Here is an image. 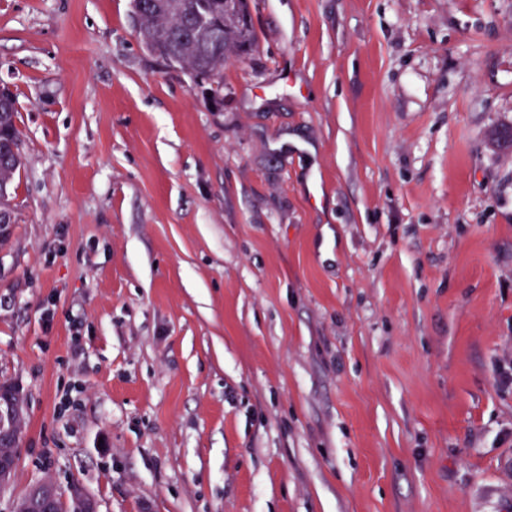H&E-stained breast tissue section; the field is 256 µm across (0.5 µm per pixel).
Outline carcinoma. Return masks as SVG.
<instances>
[{
  "label": "carcinoma",
  "instance_id": "obj_1",
  "mask_svg": "<svg viewBox=\"0 0 512 512\" xmlns=\"http://www.w3.org/2000/svg\"><path fill=\"white\" fill-rule=\"evenodd\" d=\"M140 11L133 12L139 34H158L164 48L178 68L191 74L196 83L211 82L215 96L224 89V64L244 60L256 47L250 0H233L231 11L224 12L223 0H141ZM194 14L210 16L217 33H201L190 26ZM15 100L0 103V207L11 209L9 191L22 167L19 152L20 132L16 125Z\"/></svg>",
  "mask_w": 512,
  "mask_h": 512
}]
</instances>
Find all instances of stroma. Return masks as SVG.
<instances>
[{
    "mask_svg": "<svg viewBox=\"0 0 512 512\" xmlns=\"http://www.w3.org/2000/svg\"><path fill=\"white\" fill-rule=\"evenodd\" d=\"M224 104L132 0H0V383L101 512H512V0H251ZM15 103L14 97L0 104V206L12 214V224L13 212L8 199L9 191L22 167Z\"/></svg>",
    "mask_w": 512,
    "mask_h": 512,
    "instance_id": "obj_1",
    "label": "stroma"
}]
</instances>
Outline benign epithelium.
Returning <instances> with one entry per match:
<instances>
[{
	"label": "benign epithelium",
	"instance_id": "benign-epithelium-1",
	"mask_svg": "<svg viewBox=\"0 0 512 512\" xmlns=\"http://www.w3.org/2000/svg\"><path fill=\"white\" fill-rule=\"evenodd\" d=\"M10 408L12 411L0 420V489L10 485L16 468V455L22 429L15 428L13 419L23 418V394L19 386H12ZM13 512H99V502L79 482L70 484L63 493L57 484L44 478L34 482L24 495L13 503Z\"/></svg>",
	"mask_w": 512,
	"mask_h": 512
}]
</instances>
